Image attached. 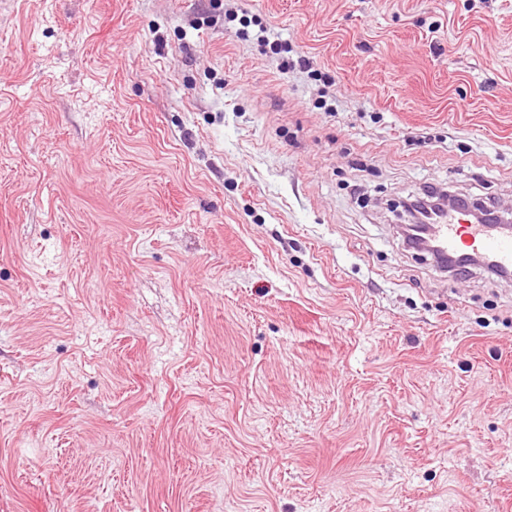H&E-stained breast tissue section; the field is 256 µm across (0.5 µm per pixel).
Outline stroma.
Masks as SVG:
<instances>
[{"label": "stroma", "mask_w": 512, "mask_h": 512, "mask_svg": "<svg viewBox=\"0 0 512 512\" xmlns=\"http://www.w3.org/2000/svg\"><path fill=\"white\" fill-rule=\"evenodd\" d=\"M512 0H0V512H512ZM429 237L443 257L477 255L501 272L512 274V230L493 224H474L459 208H448L438 224H430Z\"/></svg>", "instance_id": "1"}]
</instances>
